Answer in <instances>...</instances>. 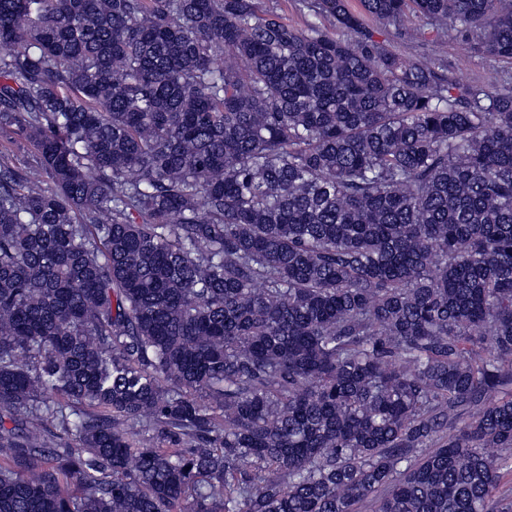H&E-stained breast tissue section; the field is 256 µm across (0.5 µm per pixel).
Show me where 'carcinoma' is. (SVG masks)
Segmentation results:
<instances>
[{
	"mask_svg": "<svg viewBox=\"0 0 512 512\" xmlns=\"http://www.w3.org/2000/svg\"><path fill=\"white\" fill-rule=\"evenodd\" d=\"M361 4L0 0V512H512V0ZM263 6L274 8L278 13L298 28H304L307 23L314 21L311 11V0H260ZM367 23L370 25L371 28L374 29L375 38L377 40L384 41L385 43L394 46L407 60L410 61L423 62L424 51L421 43H425L424 40L432 39L436 35V31L433 30L430 26H426L424 22L419 21L417 19H412L409 22H407V26L418 29L420 28L421 31L425 32V34L422 39H413L410 41L403 42L393 39V29L391 27H381L377 25L375 22L371 21L370 19H367ZM448 63L457 81L463 84L483 83L490 73L511 78L512 64L478 51L463 52L456 43H448Z\"/></svg>",
	"mask_w": 512,
	"mask_h": 512,
	"instance_id": "1",
	"label": "carcinoma"
}]
</instances>
